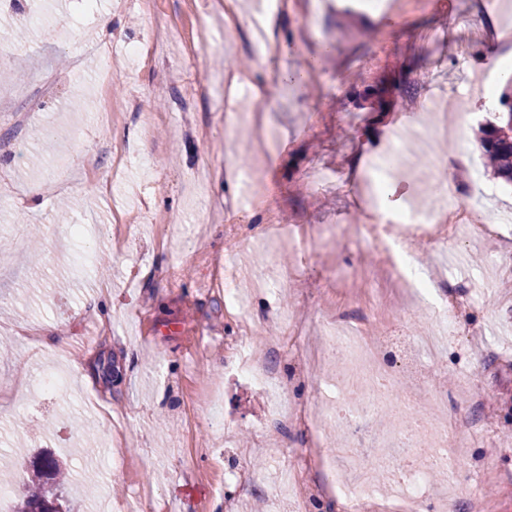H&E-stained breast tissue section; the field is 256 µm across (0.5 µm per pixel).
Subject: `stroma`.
Listing matches in <instances>:
<instances>
[{"label":"stroma","instance_id":"obj_1","mask_svg":"<svg viewBox=\"0 0 512 512\" xmlns=\"http://www.w3.org/2000/svg\"><path fill=\"white\" fill-rule=\"evenodd\" d=\"M147 0L116 8L97 0H39L0 13V474L25 490L26 462L50 450L73 471V512H124L142 492L151 512H268L272 448H302L307 436L268 425V401L226 373L224 340L237 327L217 284L225 262L248 272L240 292L254 333L277 336L281 315L320 338L334 306L360 305L352 277L364 244L351 231L375 213L378 165L401 131L410 159L392 181L398 203L419 210L436 193L420 163L419 138L441 121L459 125L454 89L474 71L495 70L490 47L508 34L512 0H288L273 16L276 47L248 44L255 0ZM112 17L111 34L100 20ZM142 46V55L130 54ZM299 72L285 83L281 73ZM249 77L275 100L267 113L271 148L257 151L233 113L262 110L240 85ZM55 92L40 95L45 81ZM490 118L477 104L461 137L435 149L456 159L467 184L478 171L496 183L480 146ZM208 163L210 176L193 174ZM250 172L241 182L236 172ZM321 170V187L307 181ZM497 184V183H496ZM39 195H32V188ZM250 211L238 244L226 245L231 208ZM85 225L82 237L71 227ZM305 224L337 225L330 258L300 263L286 240ZM37 237H30V229ZM110 266L100 271L101 254ZM427 274L465 283L475 299L474 337L449 340L441 360L423 359L431 380L447 378L448 404L431 418L466 427L474 411L496 419L498 446L457 452L435 489L455 483L450 512H512V307L494 288L499 266L485 243L424 247ZM172 268L174 280L158 277ZM292 271L288 293L273 288ZM401 312L402 329L425 336L427 307L394 278L369 282ZM86 365L73 373V362ZM291 395L335 398L333 366L277 364ZM68 376L56 396L35 391L46 371ZM256 479H235L239 470Z\"/></svg>","mask_w":512,"mask_h":512}]
</instances>
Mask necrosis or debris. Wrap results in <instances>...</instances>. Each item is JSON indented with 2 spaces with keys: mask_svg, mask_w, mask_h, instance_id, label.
<instances>
[{
  "mask_svg": "<svg viewBox=\"0 0 512 512\" xmlns=\"http://www.w3.org/2000/svg\"><path fill=\"white\" fill-rule=\"evenodd\" d=\"M484 194L482 182H475L471 196L466 198L457 183L445 180L439 186L438 207L412 213L410 224L402 231L392 232L387 224H363L358 234L369 244L371 254L385 264L396 263L401 257L417 258L426 244L444 247L458 243L465 232L491 240L495 237L493 222L479 215ZM416 290L428 296L446 331L462 335L458 316L467 306L463 286L427 282L417 285ZM439 342L436 336L403 334L392 323L368 340L357 334L329 337L322 356L335 364L344 393L343 401L331 409L332 418L357 428L387 412L396 425L387 434H371V442L383 449L374 461L355 439L289 449L287 466L277 468L276 474L299 486L301 496L289 502L271 495L270 512H308L310 501L320 495L335 497L337 512H424L422 489L437 470L447 467L451 444L447 426L431 427L415 400L416 393L426 387L431 390L433 404L447 400L446 386L428 387L418 358L420 351L436 348ZM303 344L301 330L289 328L286 335L265 344L270 362L260 370L253 365L254 347L248 339L228 340L224 347L233 353V374L270 398V422L308 431L322 420V413L309 406H289L275 369L276 362ZM385 478L390 481L392 503L367 498L374 482Z\"/></svg>",
  "mask_w": 512,
  "mask_h": 512,
  "instance_id": "obj_1",
  "label": "necrosis or debris"
}]
</instances>
